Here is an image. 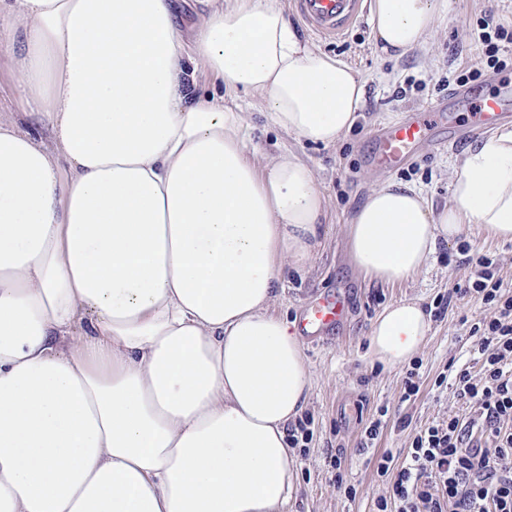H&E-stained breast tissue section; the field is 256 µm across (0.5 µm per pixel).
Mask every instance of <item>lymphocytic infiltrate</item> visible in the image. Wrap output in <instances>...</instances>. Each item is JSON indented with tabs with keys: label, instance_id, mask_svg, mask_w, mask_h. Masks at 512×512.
<instances>
[{
	"label": "lymphocytic infiltrate",
	"instance_id": "lymphocytic-infiltrate-1",
	"mask_svg": "<svg viewBox=\"0 0 512 512\" xmlns=\"http://www.w3.org/2000/svg\"><path fill=\"white\" fill-rule=\"evenodd\" d=\"M460 296L492 308L471 326L478 372H456L461 414L416 428L402 464L377 460L388 485L377 512H512V294L492 263L475 255Z\"/></svg>",
	"mask_w": 512,
	"mask_h": 512
}]
</instances>
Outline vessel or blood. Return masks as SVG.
Segmentation results:
<instances>
[{"label":"vessel or blood","mask_w":512,"mask_h":512,"mask_svg":"<svg viewBox=\"0 0 512 512\" xmlns=\"http://www.w3.org/2000/svg\"><path fill=\"white\" fill-rule=\"evenodd\" d=\"M302 21L316 35L339 38L345 35L360 14L361 0H291ZM512 114V84L505 83L481 97L470 111L473 132L494 127ZM430 121L426 112L402 119L379 131L374 137L370 165L392 170L405 163L428 138ZM346 313L344 297L327 298L312 306L300 324L306 334H317L339 325Z\"/></svg>","instance_id":"b4317fda"}]
</instances>
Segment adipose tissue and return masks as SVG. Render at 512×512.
<instances>
[{"label":"adipose tissue","mask_w":512,"mask_h":512,"mask_svg":"<svg viewBox=\"0 0 512 512\" xmlns=\"http://www.w3.org/2000/svg\"><path fill=\"white\" fill-rule=\"evenodd\" d=\"M447 11L371 0L370 22L402 57ZM0 48L29 120L0 113V512H288L310 374L269 308L326 203L306 163L258 165L249 113L194 73L325 146L356 120L358 73L276 0H210L190 39L174 0H0ZM475 224L512 242L510 126L464 152L442 208L374 190L350 256L400 283ZM429 328L419 302L388 305L371 359L408 363Z\"/></svg>","instance_id":"1"}]
</instances>
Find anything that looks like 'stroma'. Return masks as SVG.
<instances>
[{
    "instance_id": "1",
    "label": "stroma",
    "mask_w": 512,
    "mask_h": 512,
    "mask_svg": "<svg viewBox=\"0 0 512 512\" xmlns=\"http://www.w3.org/2000/svg\"><path fill=\"white\" fill-rule=\"evenodd\" d=\"M278 4L303 42L347 62L364 84L359 120L329 146L269 127L260 114L261 97L241 98L253 109L251 147L258 164L288 156L306 162L326 200L314 255L304 270H288L271 313L293 321L320 297L339 292L349 301L343 326L330 330L323 340L303 343L311 388L300 416L311 420L313 439L306 452L296 455L297 489L289 512H375L377 500L387 493L386 482L376 472L377 457L388 450L404 459L411 428L460 413L453 389L436 387L435 379L475 365L466 326L488 316V308L463 297L442 309L438 299L469 276V250L487 255L505 283L512 284V242H501L476 226L464 241L442 245L429 265L408 281L386 285L363 277L350 260L346 226L369 194L400 182L418 187L435 207H442L450 196V176L458 158L479 144L478 139H466L462 131L439 124L415 156L384 172L369 166L370 136L421 108L447 107L459 71H477V78L468 83L476 98L492 93L503 80L512 81V44L506 48V67L498 68L488 63L478 39L480 23L489 13L512 30V0H449L447 16L423 47L401 58L379 51L369 17H362L344 37L325 40L291 11L289 0ZM403 298L419 300L431 322L427 343L415 358L420 390L407 402L401 399L406 367L384 368L368 354L372 321ZM381 406L388 409L386 425L371 447H363L365 429ZM406 420L411 423L407 429L402 426ZM337 457L342 460L338 469L332 465ZM340 478L354 486L355 495L338 489Z\"/></svg>"
}]
</instances>
